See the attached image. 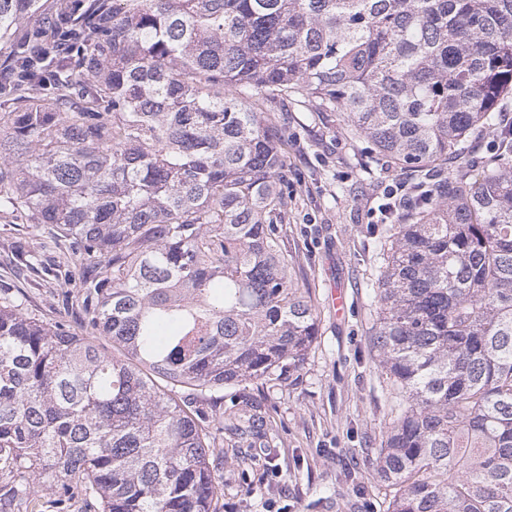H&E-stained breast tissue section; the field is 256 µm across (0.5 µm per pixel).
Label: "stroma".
Here are the masks:
<instances>
[{"label": "stroma", "mask_w": 512, "mask_h": 512, "mask_svg": "<svg viewBox=\"0 0 512 512\" xmlns=\"http://www.w3.org/2000/svg\"><path fill=\"white\" fill-rule=\"evenodd\" d=\"M288 128L286 206L281 234L297 287L318 313L317 338L304 365L270 389L276 435L271 448H229L216 512H386L389 492L361 449L380 447L389 420L387 391L370 349L376 305L368 283L380 259L369 237L371 207L399 170L368 152L336 114L292 104L276 113ZM59 264L70 262L60 232L0 223V302H23L44 320L64 318V284L9 265L18 241ZM344 300L332 310V295ZM358 466V484H342Z\"/></svg>", "instance_id": "35a3bbf8"}]
</instances>
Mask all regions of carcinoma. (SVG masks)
<instances>
[{"label":"carcinoma","mask_w":512,"mask_h":512,"mask_svg":"<svg viewBox=\"0 0 512 512\" xmlns=\"http://www.w3.org/2000/svg\"><path fill=\"white\" fill-rule=\"evenodd\" d=\"M43 7L0 0V41ZM0 79V222L50 225L64 320L0 304V506L29 472L98 512H213L224 445L272 448L266 391L317 313L280 235L287 129L334 112L406 170L463 162L512 94V0H93ZM378 228L372 345L395 400L387 512H512V134ZM27 268L42 254L18 246ZM112 343L103 351L97 337Z\"/></svg>","instance_id":"obj_1"}]
</instances>
